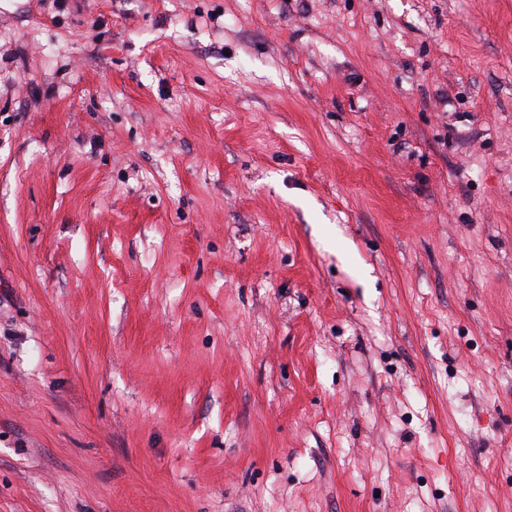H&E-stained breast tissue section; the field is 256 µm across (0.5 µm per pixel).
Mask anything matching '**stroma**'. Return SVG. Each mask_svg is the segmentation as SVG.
<instances>
[{
	"label": "stroma",
	"mask_w": 512,
	"mask_h": 512,
	"mask_svg": "<svg viewBox=\"0 0 512 512\" xmlns=\"http://www.w3.org/2000/svg\"><path fill=\"white\" fill-rule=\"evenodd\" d=\"M0 512H512V0H0Z\"/></svg>",
	"instance_id": "obj_1"
}]
</instances>
